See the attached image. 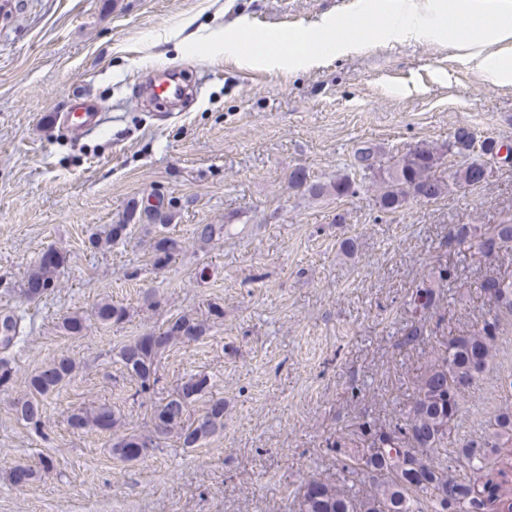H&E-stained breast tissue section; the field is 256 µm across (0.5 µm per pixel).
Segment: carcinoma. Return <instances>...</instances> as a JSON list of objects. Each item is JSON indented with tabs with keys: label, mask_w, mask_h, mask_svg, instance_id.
<instances>
[{
	"label": "carcinoma",
	"mask_w": 512,
	"mask_h": 512,
	"mask_svg": "<svg viewBox=\"0 0 512 512\" xmlns=\"http://www.w3.org/2000/svg\"><path fill=\"white\" fill-rule=\"evenodd\" d=\"M473 147L465 127L455 128L452 140L438 146L427 142L409 147L393 167L384 171L380 151L365 144L354 153L355 167L376 177L379 193L376 203L380 211L393 213L408 201L434 202L452 187L468 188L487 182L490 173L482 163L473 161L458 168L448 167V176L437 174L447 154H462ZM288 185L304 189L312 198L332 196L336 199L356 193L353 181L338 176L329 182L308 179L305 169L296 167L288 174ZM217 224H200L194 240L199 247L209 245L221 233ZM477 232V248L483 257H498L512 249V222L496 224L486 232L462 225L452 230L457 242L464 243ZM181 248L169 236H157L152 243L153 265L166 267ZM64 253L49 248L41 254L22 284V293L33 299L56 287ZM481 288L494 304V310L483 321L481 329L465 336L444 339L434 352L417 384L408 409L381 429H364L370 436L369 447L349 460L348 473L371 486L369 494L356 498L319 478H310L299 503V512H488L505 501H512V483L496 480L483 473L475 463L477 449L512 456V402L505 405L481 443L457 444L458 456L468 460L470 474L455 478L449 474L456 459L442 456L448 447V436L455 426L466 394L477 384L496 355V340L501 318L512 315V278H490ZM96 321L105 326L120 324L128 316L127 308L102 301L95 310ZM224 317L217 304L208 309V316L184 311L156 332L137 336L124 344L118 358L135 381L132 397L156 392L160 382L159 362L162 355L176 344L195 342L206 336L210 324ZM24 317L8 313L0 318V351L6 353L24 341ZM62 328L71 335H80L86 328L83 316L63 318ZM77 372V363L61 354L43 363L27 381L26 393L13 400L18 420L35 430L44 418V399L59 392ZM210 380L196 375L181 382L173 392L155 402L149 424L144 430L124 433L125 418L106 402L92 403L75 409L68 417L74 430L96 429L112 433V453L123 461L140 459V453L159 447L162 439L172 436L184 448H198L224 429V399L212 398L204 413L190 419L191 405L206 394Z\"/></svg>",
	"instance_id": "cac0c4a2"
}]
</instances>
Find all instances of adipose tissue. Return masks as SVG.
I'll use <instances>...</instances> for the list:
<instances>
[{
    "instance_id": "ef3b65f1",
    "label": "adipose tissue",
    "mask_w": 512,
    "mask_h": 512,
    "mask_svg": "<svg viewBox=\"0 0 512 512\" xmlns=\"http://www.w3.org/2000/svg\"><path fill=\"white\" fill-rule=\"evenodd\" d=\"M468 18L476 27L475 37L456 40L455 46L463 58L484 70L495 82L512 83V58L487 54V45L512 39V8L497 10L495 20H487L476 0H409L402 14L386 17L379 28L381 38L407 41L437 38L448 29L449 14ZM359 38L346 34L340 19L325 16L314 23L304 46L297 52L283 54L268 46L267 40L247 41L232 33H210L194 42L195 51L206 55L238 54L255 63L270 67L289 66L307 70L317 66L325 54L343 55L356 51Z\"/></svg>"
}]
</instances>
